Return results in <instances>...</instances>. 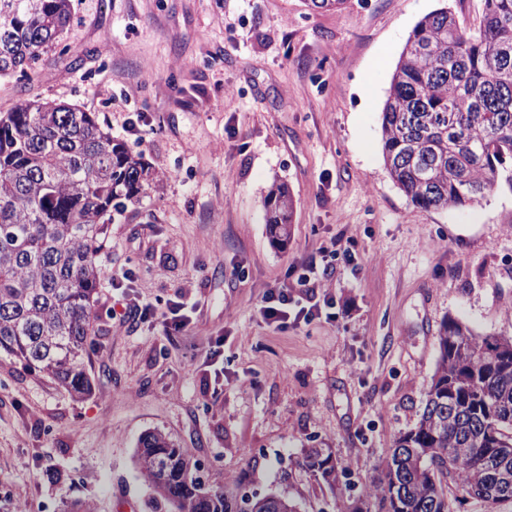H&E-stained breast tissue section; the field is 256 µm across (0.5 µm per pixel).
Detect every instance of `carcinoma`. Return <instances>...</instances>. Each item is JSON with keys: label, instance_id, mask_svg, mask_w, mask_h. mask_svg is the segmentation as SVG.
<instances>
[{"label": "carcinoma", "instance_id": "obj_1", "mask_svg": "<svg viewBox=\"0 0 512 512\" xmlns=\"http://www.w3.org/2000/svg\"><path fill=\"white\" fill-rule=\"evenodd\" d=\"M71 0H0V78L24 74L69 23ZM386 169L410 202L448 209L512 189V0H483L480 25L439 10L408 39L381 112ZM152 173L94 115L39 100L0 113V354L72 395L92 390L85 356L96 319L112 211L146 194ZM276 239L294 201L273 181L263 198ZM415 426L395 438L379 482L342 512H464L471 498L512 500V337L477 335L449 319ZM135 467L172 512H297L276 493L213 486L192 451L144 432ZM306 468L336 485L328 448Z\"/></svg>", "mask_w": 512, "mask_h": 512}]
</instances>
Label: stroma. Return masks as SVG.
<instances>
[{"label":"stroma","instance_id":"stroma-1","mask_svg":"<svg viewBox=\"0 0 512 512\" xmlns=\"http://www.w3.org/2000/svg\"><path fill=\"white\" fill-rule=\"evenodd\" d=\"M62 37L26 75L0 79V112L23 100L75 105L157 177L113 213L98 257L94 389L77 398L0 356V512H170L133 460L159 428L193 449L209 483L276 493L298 512H339L412 428L435 372L441 321L512 336V189L475 207L422 209L383 160L380 115L417 23L440 9L477 29L482 0H71ZM295 200L288 242L265 222L272 181ZM335 252H326V245ZM330 269L332 306L275 330L269 288L308 263ZM193 325L112 317L113 275ZM224 339V386L209 337ZM332 449L336 487L305 466ZM185 309H187V304L184 302L172 301L169 303L168 312L164 313L159 321L164 335L173 336L185 330L192 323L191 317L184 312Z\"/></svg>","mask_w":512,"mask_h":512}]
</instances>
